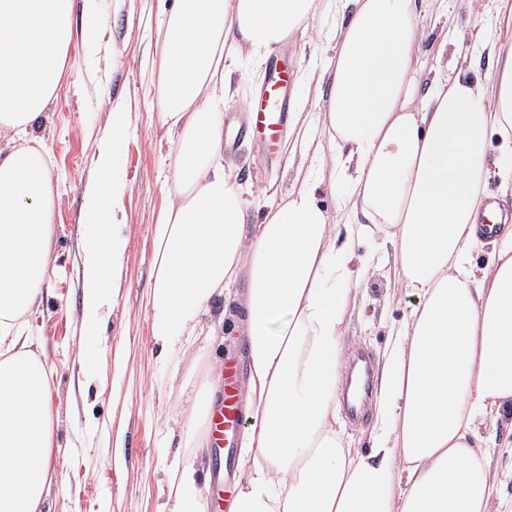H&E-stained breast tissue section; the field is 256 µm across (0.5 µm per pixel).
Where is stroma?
Here are the masks:
<instances>
[{"label":"stroma","instance_id":"1","mask_svg":"<svg viewBox=\"0 0 512 512\" xmlns=\"http://www.w3.org/2000/svg\"><path fill=\"white\" fill-rule=\"evenodd\" d=\"M490 23L488 45L473 39L449 45L448 72L466 66L484 78L498 57L512 51V20L499 12V0H481ZM104 25L93 37L83 31L92 20L76 11L77 35L69 46L64 73L53 101L34 130L50 155L60 194L55 211L56 270L28 314L35 337L32 352L54 369L50 406L55 428L50 452L51 480L44 512H159L168 493L166 464L185 441L172 433L181 411V392L207 387L209 362L243 353V338L225 332L222 343L200 347L170 376L157 356L146 300L153 277L152 228L166 202L172 174L169 134L160 122L156 85L162 40L158 0H97ZM314 34L294 35L279 49L283 65L298 82L290 84L293 106L317 111L313 90L321 70L311 64L321 53ZM130 111L118 171L126 248L111 278V296L100 311L105 336L96 357L84 362L82 332L84 189L97 174L92 145L110 141L109 114L115 104ZM287 147L257 152L241 141L232 157L243 188L284 196L292 185L286 171ZM364 299L348 309V353L363 349L372 358L385 350L392 325L416 305L414 295L395 291L388 267L370 271L360 282Z\"/></svg>","mask_w":512,"mask_h":512}]
</instances>
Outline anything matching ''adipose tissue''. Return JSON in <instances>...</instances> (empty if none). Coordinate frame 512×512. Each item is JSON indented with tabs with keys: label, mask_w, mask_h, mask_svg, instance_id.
Wrapping results in <instances>:
<instances>
[{
	"label": "adipose tissue",
	"mask_w": 512,
	"mask_h": 512,
	"mask_svg": "<svg viewBox=\"0 0 512 512\" xmlns=\"http://www.w3.org/2000/svg\"><path fill=\"white\" fill-rule=\"evenodd\" d=\"M75 0H0V512H39L50 480L53 373L31 350L24 315L49 281L58 194L32 130L60 83ZM313 0H173L163 8L161 120L174 134L167 205L153 226L151 334L178 371L199 338H216L213 306L245 284L235 328L247 345L240 512H512L493 469L485 417L512 420V225L482 211L492 137L501 190H512V54L485 81L459 70L421 87L426 38L417 0H335L341 22L322 62L319 111L288 127L299 162L282 201L249 225L224 110L241 56L266 61L309 27ZM101 176L85 193L83 332L126 247L109 199L129 113L116 105ZM347 184L335 212L320 184ZM498 228L477 229L479 214ZM364 243L392 259L417 303L392 331L375 393L372 446L340 426L344 321ZM493 252L482 270L473 253ZM167 512H209L194 456L167 467Z\"/></svg>",
	"instance_id": "obj_1"
}]
</instances>
